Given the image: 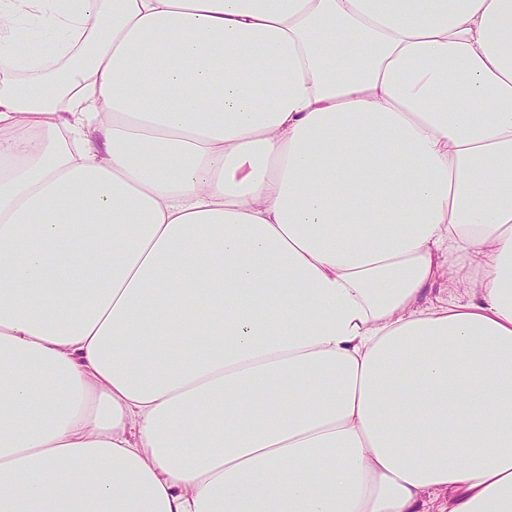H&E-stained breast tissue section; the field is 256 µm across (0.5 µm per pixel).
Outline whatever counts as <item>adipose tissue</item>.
<instances>
[{
    "label": "adipose tissue",
    "instance_id": "1",
    "mask_svg": "<svg viewBox=\"0 0 512 512\" xmlns=\"http://www.w3.org/2000/svg\"><path fill=\"white\" fill-rule=\"evenodd\" d=\"M0 512H512V0H0Z\"/></svg>",
    "mask_w": 512,
    "mask_h": 512
}]
</instances>
